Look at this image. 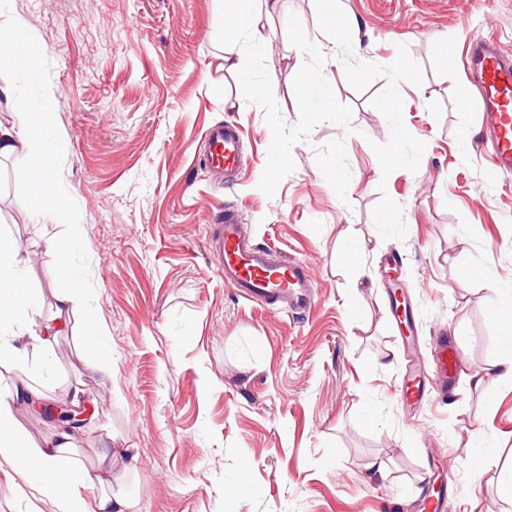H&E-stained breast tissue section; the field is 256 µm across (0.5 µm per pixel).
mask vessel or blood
I'll return each mask as SVG.
<instances>
[{
  "instance_id": "1",
  "label": "vessel or blood",
  "mask_w": 512,
  "mask_h": 512,
  "mask_svg": "<svg viewBox=\"0 0 512 512\" xmlns=\"http://www.w3.org/2000/svg\"><path fill=\"white\" fill-rule=\"evenodd\" d=\"M473 75L483 104L481 126L499 173H512V59L499 51L495 41L483 36L472 41ZM204 161L217 176L232 180L242 162V141L228 122L210 127L205 136ZM218 268L228 287L247 300L271 307L287 303L296 314L315 304L313 274L302 259L274 260L270 249L247 238L237 211H224L222 224L212 231ZM456 368V354L445 337H437L429 371L417 382L402 386V397L426 400L443 393Z\"/></svg>"
}]
</instances>
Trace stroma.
<instances>
[{"label": "stroma", "instance_id": "35a3bbf8", "mask_svg": "<svg viewBox=\"0 0 512 512\" xmlns=\"http://www.w3.org/2000/svg\"><path fill=\"white\" fill-rule=\"evenodd\" d=\"M352 59L387 65L407 45L423 82L400 83L404 122L424 141L417 172L382 178L370 143L389 137L370 106L386 78L357 93L343 65H323L354 134L317 125L293 149L295 171L274 197L258 188L271 131L217 69L218 0H0L38 53L28 80L0 57L17 97L47 113L38 148L53 160L49 197L0 158V241L56 314L66 277L88 290L112 375L87 370L84 317L67 316L52 370L0 363V385L34 377L44 400L74 390L101 400L74 434L75 458L96 470L106 449L125 455L104 481L141 512H420L437 468L459 484L446 512H512V381L475 386L512 342L489 312L512 282V175L480 142L477 92L465 50L477 35L512 55V0H341ZM266 65L287 125L299 119L292 81L305 54L286 27L296 14L325 57L338 46L314 0H258ZM235 122L243 163L232 187L206 167L204 136ZM386 191H379V183ZM403 208L404 239H382V194ZM62 198L70 225L49 219ZM234 207L255 243L313 268L306 314L243 300L226 288L206 243ZM72 233L68 259L46 235ZM361 248L358 264L349 249ZM459 348L457 385L430 402L398 392L431 337Z\"/></svg>", "mask_w": 512, "mask_h": 512}]
</instances>
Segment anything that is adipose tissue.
Masks as SVG:
<instances>
[{
	"label": "adipose tissue",
	"mask_w": 512,
	"mask_h": 512,
	"mask_svg": "<svg viewBox=\"0 0 512 512\" xmlns=\"http://www.w3.org/2000/svg\"><path fill=\"white\" fill-rule=\"evenodd\" d=\"M224 13L229 19L224 28L225 40L234 43L244 36L253 41L263 39V26L253 10V0H224ZM1 156L21 158L20 177L30 181L36 192H44L52 161L38 150L31 133L0 124ZM86 299L81 282L68 280L56 297L58 318L37 322L39 296L23 278L19 252L0 245V360L24 363L26 355L15 341L26 334L32 350L40 357L41 370L49 371L53 340L67 327L65 313L86 310ZM39 395V390L24 379L0 389V460L11 466L8 481L34 500L52 501L57 512H139L137 503L127 495L96 491L98 474L69 458L71 432L61 428L44 443L29 441L18 423L17 408Z\"/></svg>",
	"instance_id": "1"
}]
</instances>
